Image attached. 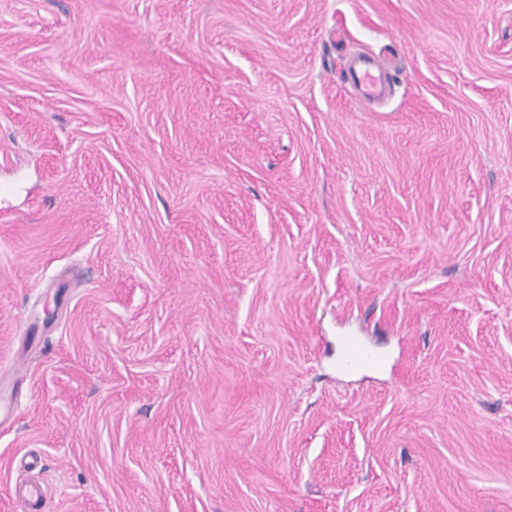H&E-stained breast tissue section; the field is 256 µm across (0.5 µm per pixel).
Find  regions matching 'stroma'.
Here are the masks:
<instances>
[{
	"mask_svg": "<svg viewBox=\"0 0 512 512\" xmlns=\"http://www.w3.org/2000/svg\"><path fill=\"white\" fill-rule=\"evenodd\" d=\"M30 482L512 512V0H0V512ZM383 360L372 354L364 344L354 337H345L343 340V365L346 368L378 367Z\"/></svg>",
	"mask_w": 512,
	"mask_h": 512,
	"instance_id": "35a3bbf8",
	"label": "stroma"
}]
</instances>
